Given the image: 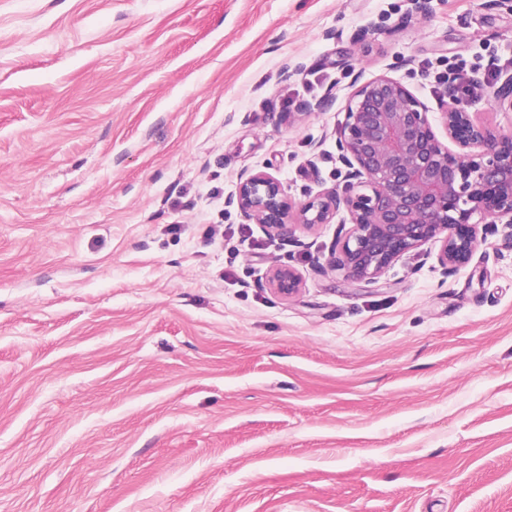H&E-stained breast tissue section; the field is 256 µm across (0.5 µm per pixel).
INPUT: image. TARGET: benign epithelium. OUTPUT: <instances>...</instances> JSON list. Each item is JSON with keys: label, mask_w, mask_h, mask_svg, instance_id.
Returning a JSON list of instances; mask_svg holds the SVG:
<instances>
[{"label": "benign epithelium", "mask_w": 512, "mask_h": 512, "mask_svg": "<svg viewBox=\"0 0 512 512\" xmlns=\"http://www.w3.org/2000/svg\"><path fill=\"white\" fill-rule=\"evenodd\" d=\"M490 100L512 110V70L499 74ZM473 106L449 96L440 112L442 138L404 83L374 78L357 87L347 106L337 141L347 168L341 189L293 202L277 177L258 170L240 175L227 205L272 237L329 224L344 210L333 266L365 286L428 242L437 245L443 272L457 271L479 246V223L512 229V134L493 131ZM268 283L289 297L302 278L284 263L270 269Z\"/></svg>", "instance_id": "obj_1"}]
</instances>
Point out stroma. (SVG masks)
<instances>
[{"label":"stroma","instance_id":"35a3bbf8","mask_svg":"<svg viewBox=\"0 0 512 512\" xmlns=\"http://www.w3.org/2000/svg\"><path fill=\"white\" fill-rule=\"evenodd\" d=\"M512 67V0H0V512H512V240L327 265L350 96ZM302 275L275 296L276 262Z\"/></svg>","mask_w":512,"mask_h":512}]
</instances>
